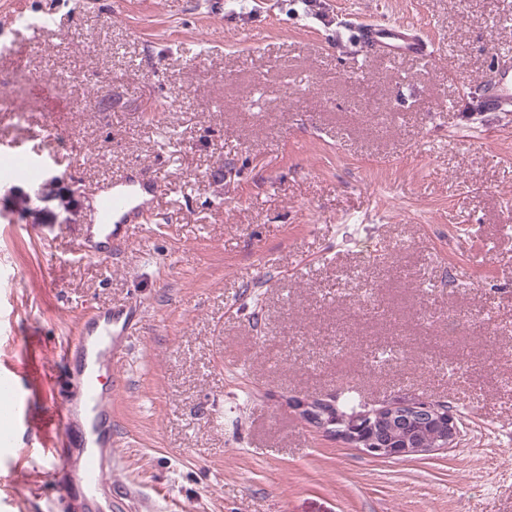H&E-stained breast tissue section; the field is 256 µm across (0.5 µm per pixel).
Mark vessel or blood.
Instances as JSON below:
<instances>
[{
	"label": "vessel or blood",
	"mask_w": 512,
	"mask_h": 512,
	"mask_svg": "<svg viewBox=\"0 0 512 512\" xmlns=\"http://www.w3.org/2000/svg\"><path fill=\"white\" fill-rule=\"evenodd\" d=\"M359 44L385 60L401 53H427L424 39L413 26L404 23L365 24ZM482 106L488 112H512V54L499 56L485 82ZM2 165L13 177L35 176L43 171L37 158L20 153H1ZM160 192L161 185L153 171L143 167L115 183L111 191L99 193L97 207L103 216L114 219L115 230L126 225L142 229ZM136 316L137 307L133 304L119 310H97L75 335L65 337L58 346L69 390L61 402L47 409V422L56 432L48 455L56 494L68 512H73L77 498L94 501L97 489L106 483L117 464L112 451V390L105 386L100 367L105 360L117 364L128 358L130 349L123 336ZM18 392L15 378L1 374L0 394L10 403L0 409V416L17 426L22 418L12 401Z\"/></svg>",
	"instance_id": "b4317fda"
}]
</instances>
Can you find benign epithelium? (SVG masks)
<instances>
[{
	"instance_id": "benign-epithelium-1",
	"label": "benign epithelium",
	"mask_w": 512,
	"mask_h": 512,
	"mask_svg": "<svg viewBox=\"0 0 512 512\" xmlns=\"http://www.w3.org/2000/svg\"><path fill=\"white\" fill-rule=\"evenodd\" d=\"M294 407L309 420V427L373 459L426 456L457 446L462 432L459 419L446 404L423 398L396 400L368 407L351 416L313 418L310 402L296 399Z\"/></svg>"
}]
</instances>
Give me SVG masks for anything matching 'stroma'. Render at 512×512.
Instances as JSON below:
<instances>
[{"label": "stroma", "instance_id": "stroma-1", "mask_svg": "<svg viewBox=\"0 0 512 512\" xmlns=\"http://www.w3.org/2000/svg\"><path fill=\"white\" fill-rule=\"evenodd\" d=\"M382 20L430 58L361 52ZM1 43L0 147L48 154L78 206L0 218V372L35 419L0 512H54L21 452L62 390L31 350L132 299L113 482L170 512H512V114L480 108L512 0H0ZM136 164L150 231L76 254ZM350 393L445 402L462 445L376 460L293 406Z\"/></svg>", "mask_w": 512, "mask_h": 512}]
</instances>
